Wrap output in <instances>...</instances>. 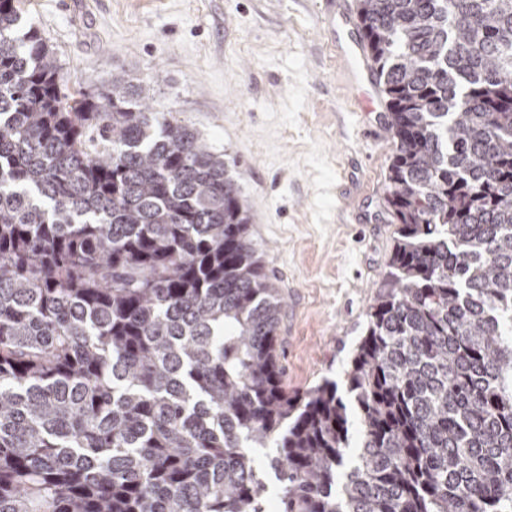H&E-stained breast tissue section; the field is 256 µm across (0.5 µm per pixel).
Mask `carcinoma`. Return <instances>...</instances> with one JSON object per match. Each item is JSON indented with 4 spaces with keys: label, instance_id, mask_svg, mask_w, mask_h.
<instances>
[{
    "label": "carcinoma",
    "instance_id": "obj_1",
    "mask_svg": "<svg viewBox=\"0 0 512 512\" xmlns=\"http://www.w3.org/2000/svg\"><path fill=\"white\" fill-rule=\"evenodd\" d=\"M22 13L0 0V512H266L268 474L277 512H512V0H358L397 228L351 407L288 389L224 154L124 74L63 91Z\"/></svg>",
    "mask_w": 512,
    "mask_h": 512
}]
</instances>
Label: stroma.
<instances>
[{"mask_svg":"<svg viewBox=\"0 0 512 512\" xmlns=\"http://www.w3.org/2000/svg\"><path fill=\"white\" fill-rule=\"evenodd\" d=\"M71 89L123 72L241 178L251 232L285 302L278 358L290 388L342 380L387 269L394 144L354 107L323 0H24Z\"/></svg>","mask_w":512,"mask_h":512,"instance_id":"1","label":"stroma"}]
</instances>
